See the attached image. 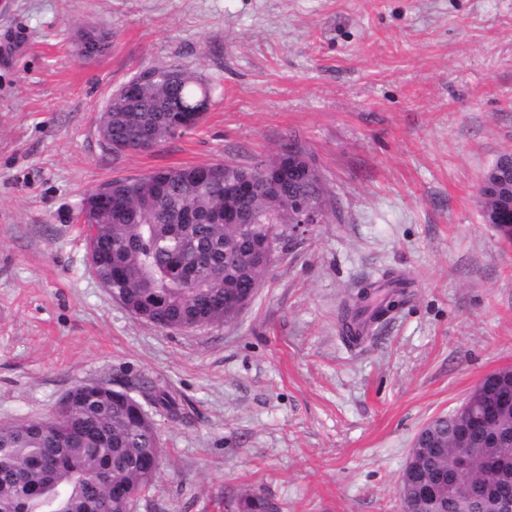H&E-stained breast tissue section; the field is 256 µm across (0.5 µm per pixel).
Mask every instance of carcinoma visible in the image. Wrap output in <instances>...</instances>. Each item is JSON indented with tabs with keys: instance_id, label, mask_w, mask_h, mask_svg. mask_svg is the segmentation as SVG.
Instances as JSON below:
<instances>
[{
	"instance_id": "obj_1",
	"label": "carcinoma",
	"mask_w": 512,
	"mask_h": 512,
	"mask_svg": "<svg viewBox=\"0 0 512 512\" xmlns=\"http://www.w3.org/2000/svg\"><path fill=\"white\" fill-rule=\"evenodd\" d=\"M83 34L106 55L112 46L109 32L91 28ZM207 91L197 72L176 69L165 79L146 77L138 95L127 103L110 104L112 111L106 147L116 155L139 151L141 142L158 145L175 136L168 121L175 105L193 107ZM288 156L292 168L288 182L274 186L258 175ZM310 154L297 138L281 142L276 154L250 168L219 163L216 176L207 182L194 179L195 166H171L135 177L108 181L112 197L124 208L112 221L91 224V260L97 275L114 278L111 295L121 300L137 319L165 329L187 331L232 321L234 298L259 281L262 269L250 263L251 239L271 227L270 214L293 220L298 201L323 206L330 200L326 179H309L297 172ZM249 176L253 190L231 196L225 185ZM228 206L253 216V224L216 223ZM193 210L204 222L182 224L183 211ZM238 254V263L227 260V251ZM399 297L370 282L353 304L339 316L342 333L358 326L368 329L387 314ZM132 387L145 406L163 409L175 419V399L160 382ZM69 393L80 398L69 411L0 425V512H134L142 495L156 485L164 453L156 423L134 416L122 392L104 383H79ZM465 418L450 414L431 422L437 447L417 458L418 477H432L448 469L457 451L455 430ZM477 454L471 472L475 483H498L503 496L512 497V481L497 482L494 471ZM156 462L154 470L145 468ZM128 487L134 500L112 496V486ZM442 512H459L456 498L444 483L434 484ZM241 512H270L269 502L246 492Z\"/></svg>"
}]
</instances>
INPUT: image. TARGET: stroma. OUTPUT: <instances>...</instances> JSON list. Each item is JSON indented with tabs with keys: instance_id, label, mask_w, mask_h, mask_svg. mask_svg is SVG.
<instances>
[{
	"instance_id": "stroma-1",
	"label": "stroma",
	"mask_w": 512,
	"mask_h": 512,
	"mask_svg": "<svg viewBox=\"0 0 512 512\" xmlns=\"http://www.w3.org/2000/svg\"><path fill=\"white\" fill-rule=\"evenodd\" d=\"M111 30L108 55L76 54ZM200 73L193 130L114 155L100 112L139 67ZM302 139L337 199L280 245L229 323L162 330L112 298L81 199L169 166L248 167ZM512 153V0H0V424L79 383L165 384L161 478L138 512H401L416 433L512 368V242L483 174ZM403 301L340 337L382 275Z\"/></svg>"
}]
</instances>
